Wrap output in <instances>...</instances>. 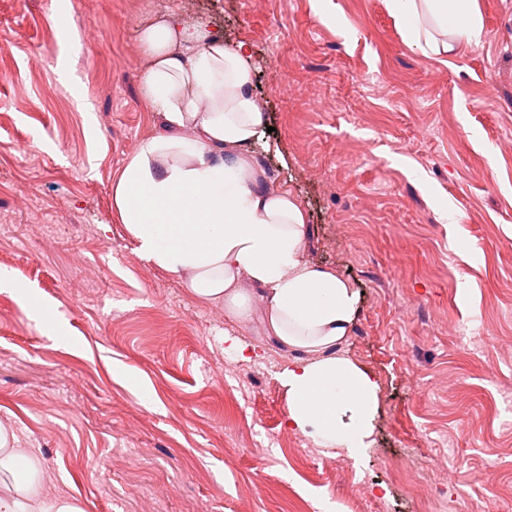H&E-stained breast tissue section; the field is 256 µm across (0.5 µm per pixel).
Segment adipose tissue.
Instances as JSON below:
<instances>
[{
    "label": "adipose tissue",
    "instance_id": "1",
    "mask_svg": "<svg viewBox=\"0 0 512 512\" xmlns=\"http://www.w3.org/2000/svg\"><path fill=\"white\" fill-rule=\"evenodd\" d=\"M397 26L435 54L479 44L475 0H388ZM145 104L163 134L143 139L112 186V206L142 261L179 279L194 298L249 320L262 303L268 330L296 351L279 374L287 424L323 448L360 454L370 444L378 385L336 348L360 296L305 257V214L289 191L268 189L247 153L265 117L245 44L171 16L140 34ZM0 512H84L48 498L32 449L0 422Z\"/></svg>",
    "mask_w": 512,
    "mask_h": 512
}]
</instances>
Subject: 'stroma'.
<instances>
[{
	"label": "stroma",
	"mask_w": 512,
	"mask_h": 512,
	"mask_svg": "<svg viewBox=\"0 0 512 512\" xmlns=\"http://www.w3.org/2000/svg\"><path fill=\"white\" fill-rule=\"evenodd\" d=\"M436 56L386 0H0V420L85 512H512V0ZM330 18L320 21L316 10ZM246 43L256 151L360 295L343 354L379 384L370 446L286 421L292 353L140 260L112 186L161 133L139 32L172 15ZM237 338L258 352L225 353ZM494 478L474 486L476 472Z\"/></svg>",
	"instance_id": "stroma-1"
}]
</instances>
